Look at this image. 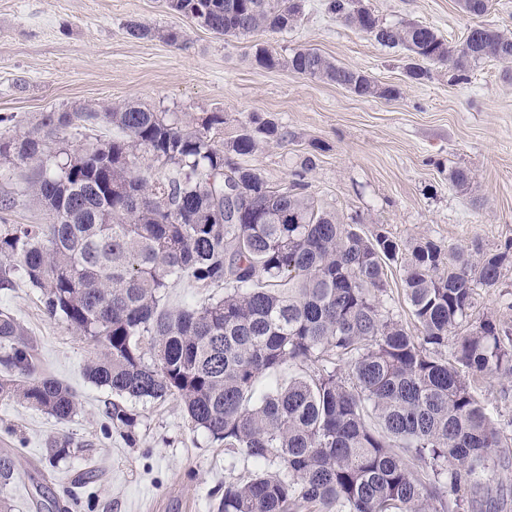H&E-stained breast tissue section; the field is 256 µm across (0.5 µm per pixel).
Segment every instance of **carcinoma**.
Returning a JSON list of instances; mask_svg holds the SVG:
<instances>
[{
	"label": "carcinoma",
	"instance_id": "1",
	"mask_svg": "<svg viewBox=\"0 0 512 512\" xmlns=\"http://www.w3.org/2000/svg\"><path fill=\"white\" fill-rule=\"evenodd\" d=\"M168 8L226 39L283 33L301 20V0H167ZM326 11L388 48L406 52V75L425 64L468 80L488 59L512 61V32L476 26L451 44L420 24L382 25L353 0ZM136 40L184 42L176 29L137 19ZM257 63L336 83L359 97L392 98L364 72L313 49L288 57L258 44ZM174 113L129 102L49 112L19 138L0 140V159L35 164L28 194L44 224L0 226V288L14 276L40 292L45 313L100 344L89 378L119 399L178 398L192 425L256 469L224 482L217 512H461L460 492L485 487L493 449L512 435L496 423L471 381L512 379V330L467 322L473 290L493 288L512 260L432 241L404 265L410 329L386 309L388 263L399 244L371 240L304 192L308 159L291 183L273 187L242 158L288 132L254 114L229 144ZM112 128L73 148L71 129ZM224 287L200 307H172L168 289ZM466 327L463 334L458 333ZM25 329L0 312V400L58 421L78 401L63 381L35 375ZM316 362L260 397L262 377ZM112 424L133 417L112 402ZM421 461L425 468L413 469ZM0 451V485L18 472Z\"/></svg>",
	"mask_w": 512,
	"mask_h": 512
}]
</instances>
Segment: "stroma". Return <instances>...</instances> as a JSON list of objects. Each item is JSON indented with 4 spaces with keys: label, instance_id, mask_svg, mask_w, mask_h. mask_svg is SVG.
I'll use <instances>...</instances> for the list:
<instances>
[{
    "label": "stroma",
    "instance_id": "35a3bbf8",
    "mask_svg": "<svg viewBox=\"0 0 512 512\" xmlns=\"http://www.w3.org/2000/svg\"><path fill=\"white\" fill-rule=\"evenodd\" d=\"M324 0H306L300 24L283 34L224 40L168 9L166 0H0V138L38 127L43 113L85 105L133 102L202 122L220 112L216 139L227 142L248 114L288 130L246 157L274 186L289 183L305 159L306 191L343 222L357 221L368 238L383 233L403 256L432 241L444 250L479 243L495 252L512 239V63L486 60L468 81L430 66L428 79L405 75L403 51L327 14ZM382 23L432 27L448 42L469 27L512 30V0H490L479 17L459 0H364ZM181 30L186 42L128 36V20ZM269 43L281 55L313 48L336 64L364 71L391 99L360 97L334 83L255 60ZM467 170L459 189L453 168ZM30 169L0 163V197L14 198L11 220L42 224L47 215L27 192ZM21 323L35 348L39 374L64 381L78 410L66 422L15 401L0 400V449H17L19 477L0 487L12 512H35L34 496L58 502L63 512H214L213 492L247 468L196 430L177 399L127 401L133 428L114 426L113 396L92 383L86 363L94 351L61 319L43 310L37 289L16 279L0 289V309ZM471 320L491 318L512 328V266L496 287H477ZM71 442L58 467L47 458L54 440ZM92 483L82 484L86 471Z\"/></svg>",
    "mask_w": 512,
    "mask_h": 512
}]
</instances>
